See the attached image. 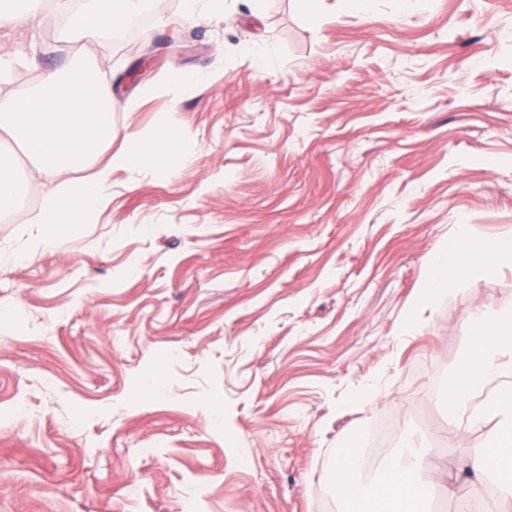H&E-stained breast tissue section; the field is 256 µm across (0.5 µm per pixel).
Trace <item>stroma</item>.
Wrapping results in <instances>:
<instances>
[{"mask_svg":"<svg viewBox=\"0 0 512 512\" xmlns=\"http://www.w3.org/2000/svg\"><path fill=\"white\" fill-rule=\"evenodd\" d=\"M226 5L184 23L169 0L131 43L34 29L43 66L111 73L101 156L178 129L187 160L113 172L92 221L35 252L44 178L0 153V512H346L334 454L389 418L361 480L412 434L467 490L490 426L454 427L448 385L512 269L416 300L458 230L512 239V0ZM266 42L262 68L245 47ZM16 198V187L11 168L4 163H0V212L10 208Z\"/></svg>","mask_w":512,"mask_h":512,"instance_id":"obj_1","label":"stroma"}]
</instances>
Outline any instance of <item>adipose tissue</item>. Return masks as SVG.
Here are the masks:
<instances>
[{
  "instance_id": "1",
  "label": "adipose tissue",
  "mask_w": 512,
  "mask_h": 512,
  "mask_svg": "<svg viewBox=\"0 0 512 512\" xmlns=\"http://www.w3.org/2000/svg\"><path fill=\"white\" fill-rule=\"evenodd\" d=\"M146 0H78L66 15L60 38L68 43L98 37L138 17ZM38 83L20 95L0 97V145L11 142L46 180L42 207L30 223L38 231L30 237L32 249L55 246L54 227L83 224L110 195L112 174L133 167H181L184 135L165 130L158 139L129 134L122 150L88 179H75L71 170L96 155L112 128L102 112L108 77L91 60L76 55L65 68L40 71ZM512 266V239L489 249L470 244L465 233L446 242L432 262L421 286L422 302H431L451 282L476 275H492ZM474 334L457 361L448 388V406L461 423L493 420L485 443L467 456L462 467L471 476L472 492H479L487 477L497 476L504 498H512V312L490 321L473 316ZM358 458L349 448L337 449L332 471L336 493L354 504L356 512H425L428 500L443 485L437 466L426 459L415 441H407L372 484L356 482Z\"/></svg>"
}]
</instances>
